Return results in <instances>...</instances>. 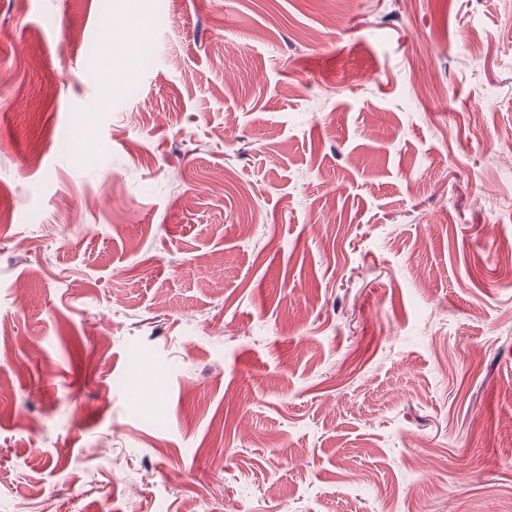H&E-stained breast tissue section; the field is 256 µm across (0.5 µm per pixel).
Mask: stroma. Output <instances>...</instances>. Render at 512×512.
<instances>
[{"instance_id": "obj_1", "label": "stroma", "mask_w": 512, "mask_h": 512, "mask_svg": "<svg viewBox=\"0 0 512 512\" xmlns=\"http://www.w3.org/2000/svg\"><path fill=\"white\" fill-rule=\"evenodd\" d=\"M99 2L0 0V512H512V0Z\"/></svg>"}]
</instances>
